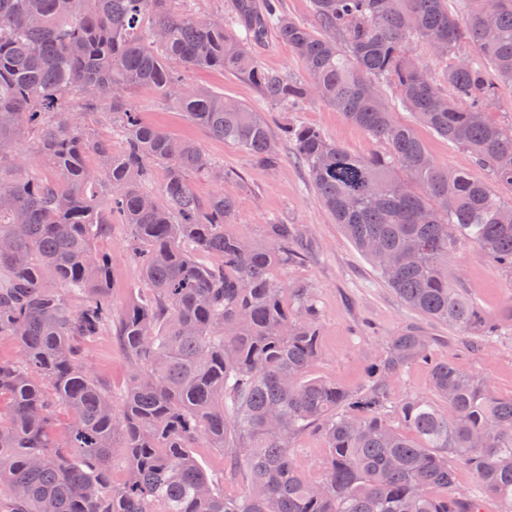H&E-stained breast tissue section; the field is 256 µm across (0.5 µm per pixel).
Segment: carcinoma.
<instances>
[{
  "instance_id": "1",
  "label": "carcinoma",
  "mask_w": 512,
  "mask_h": 512,
  "mask_svg": "<svg viewBox=\"0 0 512 512\" xmlns=\"http://www.w3.org/2000/svg\"><path fill=\"white\" fill-rule=\"evenodd\" d=\"M183 2L0 0V337L20 349L0 359V512H481L485 495L512 512V397L434 359L417 327L388 337L353 393L311 377L318 300L275 275L303 260L297 228L265 225L268 245L227 235L235 201L221 190L201 198L191 182L224 172L193 142L143 122L125 96L160 94L266 167L291 145L399 300L483 345L504 322L448 279V264L469 245L512 279V133L486 112L497 88L512 86V0H461L456 11L448 0H310V24L279 0H234L237 32ZM271 30L306 78L260 65L250 46ZM416 42L442 65L449 94ZM184 69L244 79L284 112L322 102L385 152L351 153L306 125L275 130L188 83ZM73 103L109 110L120 154L89 136ZM397 108L467 149L491 181L436 164ZM40 162L53 179L37 176ZM156 165L165 179L155 192ZM115 213L145 285L119 315L111 259L93 247ZM105 333L133 358L118 406L81 357ZM415 365L428 369L430 398L394 393ZM61 409L71 417L62 433ZM308 430L326 448L317 482L295 465ZM199 447L224 452L223 475L202 469ZM115 456L127 469L119 484ZM459 466L475 477L467 495L455 486Z\"/></svg>"
}]
</instances>
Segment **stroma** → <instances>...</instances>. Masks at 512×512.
Listing matches in <instances>:
<instances>
[{
  "label": "stroma",
  "instance_id": "35a3bbf8",
  "mask_svg": "<svg viewBox=\"0 0 512 512\" xmlns=\"http://www.w3.org/2000/svg\"><path fill=\"white\" fill-rule=\"evenodd\" d=\"M254 52L268 69L297 78L305 75L296 54L275 32H268L264 41L255 45ZM187 79L263 113L272 126L299 122L321 130L356 154H379L385 150L364 129L322 103H310L299 112H279L261 98L252 84L232 75L193 70L188 72ZM131 96L142 120L168 134L193 141L223 167L225 177L220 187L225 196L236 202V215L231 224L225 225V233L246 235L261 242L265 239L264 226L271 220L297 225L307 258L302 263L282 267L278 276L284 283L305 284L315 290L321 309V352L313 365V376L357 389L365 379L368 365L378 355L381 341L414 325L434 337L436 358L487 377L499 396L512 395V332L502 331L489 345L472 348L446 326L430 323L403 305L325 210L309 184L305 168L290 148H283L279 167L269 168L235 144L190 123L156 93L136 89ZM416 132L438 165L477 180L488 179L486 168L479 166L466 150L448 145L428 128L420 126ZM128 237L127 225L116 219L111 232L95 241L97 250L112 260L110 295L117 310L133 302L140 283L139 267L127 250ZM449 273L460 279L473 300L488 313H498L512 304V280L495 271L472 248L464 247L456 253ZM83 361L113 397H120L132 358L113 335L86 342Z\"/></svg>",
  "mask_w": 512,
  "mask_h": 512
}]
</instances>
